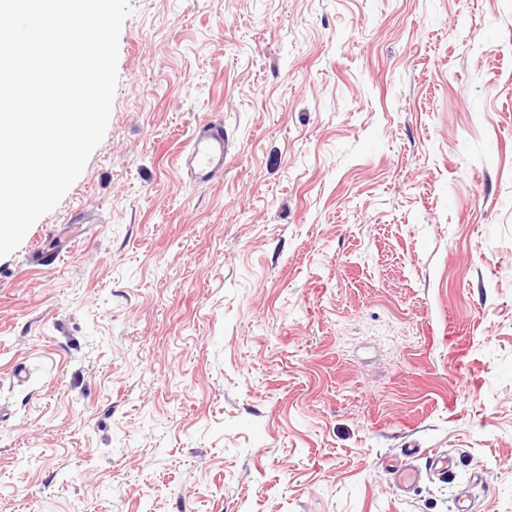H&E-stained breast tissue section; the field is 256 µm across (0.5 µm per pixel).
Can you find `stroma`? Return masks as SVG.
I'll list each match as a JSON object with an SVG mask.
<instances>
[{
  "label": "stroma",
  "instance_id": "35a3bbf8",
  "mask_svg": "<svg viewBox=\"0 0 512 512\" xmlns=\"http://www.w3.org/2000/svg\"><path fill=\"white\" fill-rule=\"evenodd\" d=\"M129 3L0 257V512H512V0ZM224 124L207 121L200 125L182 156V173L197 184L224 180Z\"/></svg>",
  "mask_w": 512,
  "mask_h": 512
}]
</instances>
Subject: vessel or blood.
<instances>
[{"mask_svg": "<svg viewBox=\"0 0 512 512\" xmlns=\"http://www.w3.org/2000/svg\"><path fill=\"white\" fill-rule=\"evenodd\" d=\"M224 125L208 121L200 125L184 153L180 169L198 184H216L224 179Z\"/></svg>", "mask_w": 512, "mask_h": 512, "instance_id": "vessel-or-blood-1", "label": "vessel or blood"}]
</instances>
